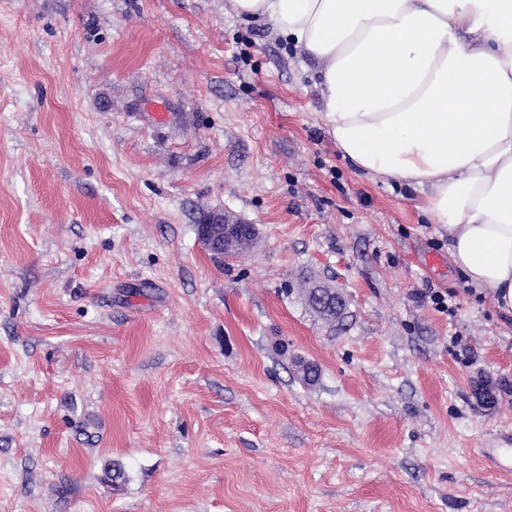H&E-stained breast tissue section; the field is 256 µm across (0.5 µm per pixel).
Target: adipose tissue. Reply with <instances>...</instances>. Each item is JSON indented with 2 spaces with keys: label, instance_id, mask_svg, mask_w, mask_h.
<instances>
[{
  "label": "adipose tissue",
  "instance_id": "adipose-tissue-1",
  "mask_svg": "<svg viewBox=\"0 0 512 512\" xmlns=\"http://www.w3.org/2000/svg\"><path fill=\"white\" fill-rule=\"evenodd\" d=\"M317 64L340 155L425 193L454 266L512 315V0H230Z\"/></svg>",
  "mask_w": 512,
  "mask_h": 512
}]
</instances>
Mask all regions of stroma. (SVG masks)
Here are the masks:
<instances>
[{"instance_id":"stroma-1","label":"stroma","mask_w":512,"mask_h":512,"mask_svg":"<svg viewBox=\"0 0 512 512\" xmlns=\"http://www.w3.org/2000/svg\"><path fill=\"white\" fill-rule=\"evenodd\" d=\"M316 71L228 0H0V512H512V315ZM215 211L257 245L215 260ZM318 288H307L305 293L306 302L309 306V308L314 312V314L323 322L332 324L336 323L337 320H340V316L342 314L343 306L346 308V303L344 300V304H342L339 297H337L336 301V295L334 296L332 302L328 305H325L323 307H317L316 306V299L314 297V292Z\"/></svg>"}]
</instances>
